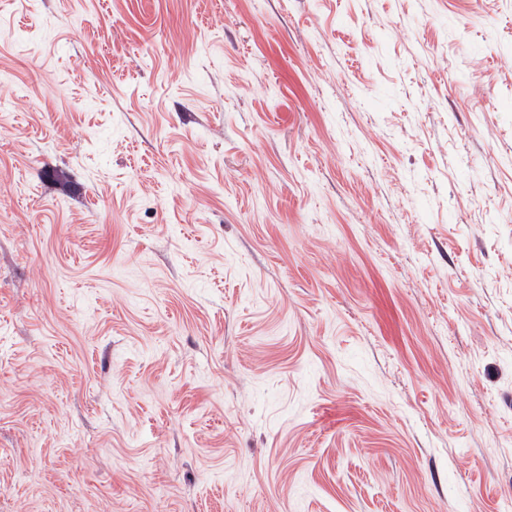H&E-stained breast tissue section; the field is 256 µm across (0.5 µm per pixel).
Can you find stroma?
<instances>
[{
    "label": "stroma",
    "mask_w": 512,
    "mask_h": 512,
    "mask_svg": "<svg viewBox=\"0 0 512 512\" xmlns=\"http://www.w3.org/2000/svg\"><path fill=\"white\" fill-rule=\"evenodd\" d=\"M0 512H512V0H0Z\"/></svg>",
    "instance_id": "stroma-1"
}]
</instances>
